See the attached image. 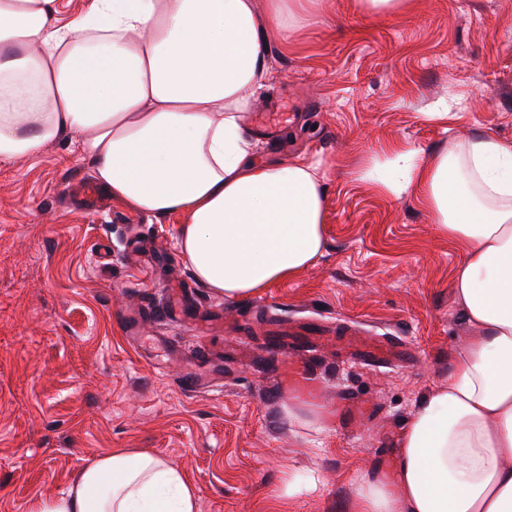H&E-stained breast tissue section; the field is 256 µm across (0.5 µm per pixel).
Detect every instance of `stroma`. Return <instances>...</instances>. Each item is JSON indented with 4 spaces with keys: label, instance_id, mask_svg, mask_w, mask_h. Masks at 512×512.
<instances>
[{
    "label": "stroma",
    "instance_id": "stroma-1",
    "mask_svg": "<svg viewBox=\"0 0 512 512\" xmlns=\"http://www.w3.org/2000/svg\"><path fill=\"white\" fill-rule=\"evenodd\" d=\"M268 61L273 80L247 127L265 114L280 133L272 144L256 137L255 156L323 159L327 247L258 297L227 300L200 285L179 326L156 323L147 307L194 277L176 244L179 217L118 223L121 201L91 214L66 200L73 183L95 178L73 135L0 161V512L59 496L115 449L179 468L199 512H350L363 480L395 484L405 421L470 334L450 288L461 253L414 199L374 193L356 167L390 140L427 152L480 131L512 140V0H410L388 15L326 0L288 40L270 38ZM442 102L458 115L447 129L428 118ZM133 241L165 263L128 266ZM259 302L317 329L396 337L414 356L376 368L324 345L310 354L312 397L274 389L289 352L255 319ZM218 313L251 347L247 362L226 355L224 333L198 334ZM190 372L224 382L192 392ZM345 390L373 413L337 418ZM291 406L317 417L289 418ZM289 478L298 489L278 502Z\"/></svg>",
    "mask_w": 512,
    "mask_h": 512
}]
</instances>
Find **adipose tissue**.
Returning <instances> with one entry per match:
<instances>
[{
	"instance_id": "adipose-tissue-1",
	"label": "adipose tissue",
	"mask_w": 512,
	"mask_h": 512,
	"mask_svg": "<svg viewBox=\"0 0 512 512\" xmlns=\"http://www.w3.org/2000/svg\"><path fill=\"white\" fill-rule=\"evenodd\" d=\"M53 2L0 0V160L77 134L113 197L181 217L197 280L227 299L318 260L323 160L256 161L244 129L272 78L270 36L322 0H93L63 26ZM357 177L415 198L459 247L451 286L472 334L406 422L396 487L361 483L352 512H512V141L478 132L429 153L394 141ZM29 512H197V497L176 466L118 449Z\"/></svg>"
}]
</instances>
